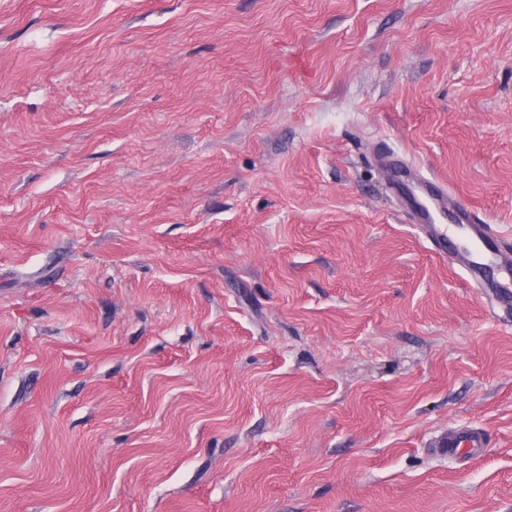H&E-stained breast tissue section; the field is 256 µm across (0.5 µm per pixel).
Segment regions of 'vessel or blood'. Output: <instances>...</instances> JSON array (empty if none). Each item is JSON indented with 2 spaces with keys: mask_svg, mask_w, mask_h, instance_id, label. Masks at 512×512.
I'll list each match as a JSON object with an SVG mask.
<instances>
[{
  "mask_svg": "<svg viewBox=\"0 0 512 512\" xmlns=\"http://www.w3.org/2000/svg\"><path fill=\"white\" fill-rule=\"evenodd\" d=\"M401 212L416 224L433 252L456 258L471 287L503 312L512 313V265L507 250L490 225L479 223L465 206L454 211L452 225L438 223L437 203L445 193L438 182L425 176L409 180L398 164H391L386 181ZM486 438L479 430H449L438 440L439 454L464 456L481 453Z\"/></svg>",
  "mask_w": 512,
  "mask_h": 512,
  "instance_id": "obj_1",
  "label": "vessel or blood"
}]
</instances>
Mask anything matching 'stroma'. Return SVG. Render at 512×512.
Returning <instances> with one entry per match:
<instances>
[{"mask_svg":"<svg viewBox=\"0 0 512 512\" xmlns=\"http://www.w3.org/2000/svg\"><path fill=\"white\" fill-rule=\"evenodd\" d=\"M383 152L512 238V0H0V512H512ZM434 448L441 455H474L486 448V438L479 430L448 429V433L438 440Z\"/></svg>","mask_w":512,"mask_h":512,"instance_id":"35a3bbf8","label":"stroma"}]
</instances>
